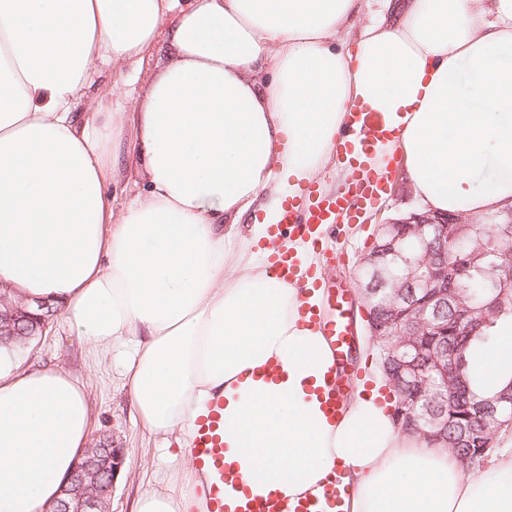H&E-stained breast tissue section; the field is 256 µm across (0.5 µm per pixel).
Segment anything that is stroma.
<instances>
[{
  "label": "stroma",
  "mask_w": 512,
  "mask_h": 512,
  "mask_svg": "<svg viewBox=\"0 0 512 512\" xmlns=\"http://www.w3.org/2000/svg\"><path fill=\"white\" fill-rule=\"evenodd\" d=\"M385 195L369 208L359 223L345 227L340 244L345 263L326 265L327 280L361 295L362 259L369 252L379 222L415 210L419 201L407 180L398 174L384 175ZM32 365L64 368L85 381L94 409L93 437L108 436L123 448L125 461L117 477L109 512H133L136 499L145 491L161 488L172 469L161 458L159 437L148 434L136 421L131 397L112 367V355L103 347L88 344L72 333L62 317H54L44 336L29 347Z\"/></svg>",
  "instance_id": "obj_1"
}]
</instances>
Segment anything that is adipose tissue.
I'll use <instances>...</instances> for the list:
<instances>
[{"mask_svg":"<svg viewBox=\"0 0 512 512\" xmlns=\"http://www.w3.org/2000/svg\"><path fill=\"white\" fill-rule=\"evenodd\" d=\"M360 103L399 126L373 166L399 155L423 210L512 204V0H0V288L111 344L143 429L175 439L180 470L135 512H202L213 478L192 439L219 401L252 493L512 512V452L467 475L397 431L383 380L333 422L311 391L331 364L299 322L317 295L272 277L259 242ZM130 174L147 192L115 206ZM94 422L84 381L0 346V512H50Z\"/></svg>","mask_w":512,"mask_h":512,"instance_id":"1","label":"adipose tissue"}]
</instances>
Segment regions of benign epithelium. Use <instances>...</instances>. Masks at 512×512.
Returning <instances> with one entry per match:
<instances>
[{
  "mask_svg": "<svg viewBox=\"0 0 512 512\" xmlns=\"http://www.w3.org/2000/svg\"><path fill=\"white\" fill-rule=\"evenodd\" d=\"M490 223L500 232L512 236V207L496 211ZM462 226V221L452 217H440L427 212H410L399 218H388L377 225L372 253L366 255L363 267L370 269L373 279L386 283L389 268L404 271L405 288H397L376 305H363L366 329L386 350L382 371L390 386L403 398L398 412V422L409 428H417L431 445L445 448H462L471 443L472 437L464 434L448 436V413L419 414L410 405V395L421 392L427 379L426 370L436 373L439 386L448 387L455 370L448 367V354L440 348L418 339L429 333L446 336L452 322L466 323L478 332L490 314L512 309V271L508 278L487 288L479 305H472L462 297L461 289L448 287V265L426 263L409 256L412 243L423 246L427 236L442 238L448 233V225ZM8 309L7 323H0V332H6L9 324L26 317L35 322L40 332L49 326V318L30 312L26 299L10 304L0 299ZM512 410V387L498 392L484 401L481 412L496 423V430L512 428V416L501 420L499 415ZM124 464V449L112 448L103 454L92 443L83 449L79 462L67 478L57 499L58 508L53 512H107L114 481ZM108 469L110 479L101 480L103 469Z\"/></svg>",
  "mask_w": 512,
  "mask_h": 512,
  "instance_id": "benign-epithelium-1",
  "label": "benign epithelium"
}]
</instances>
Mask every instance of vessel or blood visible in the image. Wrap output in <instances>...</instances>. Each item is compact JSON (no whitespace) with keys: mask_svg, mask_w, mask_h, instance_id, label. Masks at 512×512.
<instances>
[{"mask_svg":"<svg viewBox=\"0 0 512 512\" xmlns=\"http://www.w3.org/2000/svg\"><path fill=\"white\" fill-rule=\"evenodd\" d=\"M395 133L392 121L384 114L366 104L355 106L336 147L340 163L349 170L344 191L329 196L310 186L304 191L306 205L284 201L275 230L277 238L301 239L325 262H340L343 254L330 243L329 232L341 224L357 223L363 212L382 196L385 187L367 169L365 160L379 143L393 138ZM271 272L288 283L305 279L308 288L322 299L321 306H304L299 313L306 324L321 327L329 346L332 365L315 392L324 415L336 420L343 413L350 389L345 359L350 353L353 295L350 290L328 284L316 270L304 269L302 260L289 251L275 253ZM223 411V402H216L208 417L199 422L192 442L195 460L216 475L208 491L209 512H317L315 502L309 500L291 504L274 494L254 495L247 491L232 503H225L224 486L236 483L237 475L224 462V438L220 432Z\"/></svg>","mask_w":512,"mask_h":512,"instance_id":"obj_1","label":"vessel or blood"}]
</instances>
